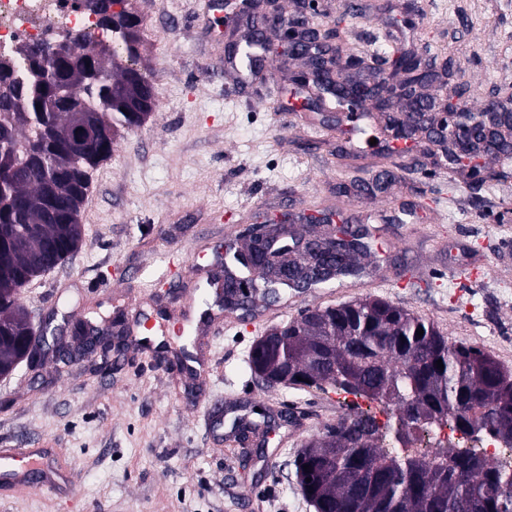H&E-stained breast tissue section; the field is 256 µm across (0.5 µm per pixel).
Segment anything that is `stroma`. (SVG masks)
Masks as SVG:
<instances>
[{
    "label": "stroma",
    "instance_id": "35a3bbf8",
    "mask_svg": "<svg viewBox=\"0 0 512 512\" xmlns=\"http://www.w3.org/2000/svg\"><path fill=\"white\" fill-rule=\"evenodd\" d=\"M141 68L156 104L92 173L83 242L33 278L22 305L49 319L77 351L76 321L123 319L121 349L53 354L0 377V447L62 448L78 512H314L292 462L325 425L336 392L267 386L249 365L254 341L308 308L367 297L433 321L450 343L481 347L507 369L512 336V157L489 150L478 175L448 164L425 129L396 141L388 114L366 101L370 145L316 84L297 88L304 59L266 35L271 70L242 82L218 69L250 20L241 0H135ZM284 19L339 31L362 58L352 80L402 49L428 63L425 96L464 89L469 106L512 98V0H279ZM358 213L370 251L359 276L250 311L212 306L222 321L191 339L158 325L181 303L201 312L224 245H244L265 219L288 215L298 234L323 235L316 210L344 224ZM182 251L192 266L149 278Z\"/></svg>",
    "mask_w": 512,
    "mask_h": 512
}]
</instances>
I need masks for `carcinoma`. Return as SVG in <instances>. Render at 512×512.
Returning a JSON list of instances; mask_svg holds the SVG:
<instances>
[{"label":"carcinoma","instance_id":"obj_1","mask_svg":"<svg viewBox=\"0 0 512 512\" xmlns=\"http://www.w3.org/2000/svg\"><path fill=\"white\" fill-rule=\"evenodd\" d=\"M81 6L98 17L112 44L67 33V56L53 57L51 46L36 44L22 50L23 65L0 62V371L19 359L29 331L21 289L81 247L90 171L112 157L154 104L153 82L137 68L141 19L132 0ZM85 117L92 132L75 147L65 132ZM356 275L349 260L324 278L304 267L289 280L269 273L271 287L295 291ZM356 306L355 312L345 303L316 308V331L302 315L274 328L280 340L271 353L262 338L250 353L255 375L329 386L389 414L381 425L370 411L353 408L299 451L296 478L315 512H512V470L449 443L427 454L410 450L413 432L443 424L465 436L490 434L512 448V373L476 346L448 342L423 316L380 299ZM320 352L328 353L329 367L311 365L310 356ZM464 416L475 426H460Z\"/></svg>","mask_w":512,"mask_h":512}]
</instances>
